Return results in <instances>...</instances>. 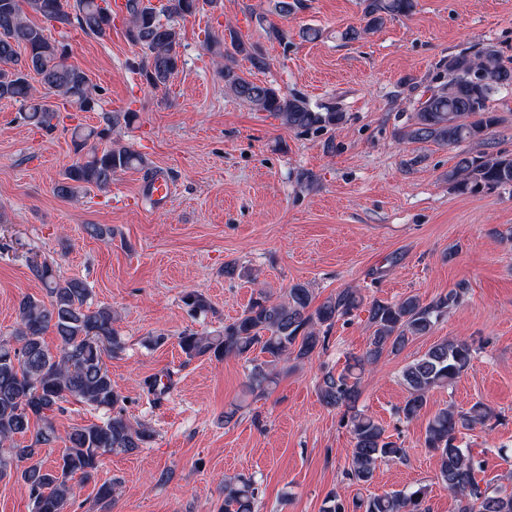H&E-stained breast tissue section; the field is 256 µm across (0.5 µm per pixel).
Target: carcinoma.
<instances>
[{"label":"carcinoma","instance_id":"1","mask_svg":"<svg viewBox=\"0 0 512 512\" xmlns=\"http://www.w3.org/2000/svg\"><path fill=\"white\" fill-rule=\"evenodd\" d=\"M219 2L167 0L164 10L173 18H185L206 6L216 8ZM362 2L365 26L347 29L342 33L347 40H356L385 20L407 16L413 9V0ZM25 5L53 27L77 26L100 38L111 30L115 16L106 0L101 4L97 0H0V100L21 103V116L27 124L52 131L57 127V106L34 96L32 76H38L44 87L81 112L96 110L100 101L93 95L88 75L63 62L64 46L50 39L45 27L24 16ZM123 12L127 40L144 52L138 66L140 75L153 88L167 86L181 63V30L161 22L150 0H124ZM229 38L234 51L252 66H266L253 44L232 31ZM220 76L230 95L258 112L274 115L290 131L323 130L345 121L346 114L334 103L314 108L304 97L257 83L230 64H223ZM503 92H512V57L491 43L465 48L440 61L432 84L417 101L411 123L399 136L407 142L430 140L448 147L473 145L475 151L458 154L448 171V184L460 194L511 188L512 156L485 150L500 122L492 101ZM134 117L133 112H116L107 116L101 129H73L74 151L80 158L63 172L55 187L58 196L76 199L89 186L107 191L117 173L147 166L140 154L117 141L101 151L89 146L92 140L109 139L115 126L129 124ZM31 270L44 286L48 301L23 296L17 308V327L10 336H0V482L16 472L29 490L33 512H68L76 490L71 480H89L106 455L144 448L153 433L145 425L131 424L120 413L113 414L98 423L72 427L56 466H43L39 450L59 439L51 415L64 410L63 404L74 400L113 410L124 401L104 361L105 356L122 349V341L112 308L89 302L91 290L83 280L62 278L45 261L32 263ZM466 290V284L458 283L427 303L416 295L373 300L368 319L374 332L365 354L346 360L340 372L323 375L318 387L321 401L331 408L343 407L347 414L352 436L349 475L356 482H369L378 461L402 462L407 456L406 448L391 440L378 419L355 408L362 374L383 355H397L410 339L429 334ZM313 301V292L305 283L291 285L278 302L260 293L217 335L185 331L178 337V345L189 361L206 356L246 357L259 351L265 358L250 359L246 387L252 394H263L275 383L280 363L312 356L325 345L336 322L353 316L364 299L357 290L344 288L316 306ZM183 302L199 313L210 308L196 291L186 293ZM50 330L59 340L55 353L44 341ZM472 357V345L456 338L434 344L407 364L401 377L408 396L398 407V416L407 421L416 418L432 392L453 384L468 369ZM489 417L490 411L476 403L466 412L441 409L426 426L423 445L437 458L439 478L456 498V512H512V487L480 485L479 466L457 444L461 430L483 424ZM29 433L31 444L17 443V437ZM325 504L323 512H349L351 508L360 512H430L424 486L358 499L351 507L333 492ZM222 512H256L252 480L224 482Z\"/></svg>","mask_w":512,"mask_h":512}]
</instances>
